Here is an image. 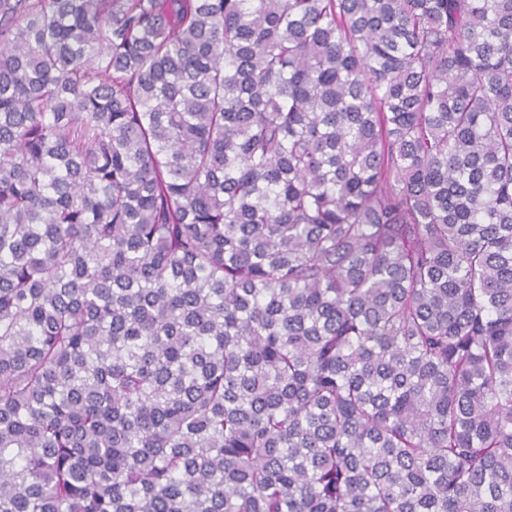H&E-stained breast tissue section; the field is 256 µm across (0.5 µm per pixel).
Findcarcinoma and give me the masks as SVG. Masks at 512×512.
<instances>
[{
  "instance_id": "cac0c4a2",
  "label": "carcinoma",
  "mask_w": 512,
  "mask_h": 512,
  "mask_svg": "<svg viewBox=\"0 0 512 512\" xmlns=\"http://www.w3.org/2000/svg\"><path fill=\"white\" fill-rule=\"evenodd\" d=\"M0 512H512V0H0Z\"/></svg>"
}]
</instances>
